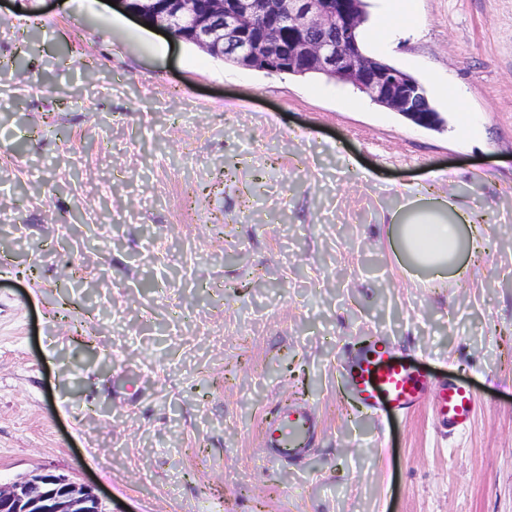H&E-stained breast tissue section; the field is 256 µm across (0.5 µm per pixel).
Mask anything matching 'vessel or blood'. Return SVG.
I'll list each match as a JSON object with an SVG mask.
<instances>
[{
    "instance_id": "1",
    "label": "vessel or blood",
    "mask_w": 512,
    "mask_h": 512,
    "mask_svg": "<svg viewBox=\"0 0 512 512\" xmlns=\"http://www.w3.org/2000/svg\"><path fill=\"white\" fill-rule=\"evenodd\" d=\"M353 399L366 411L392 409L402 413L419 407L428 376L407 356L397 354L386 344L361 348L343 366ZM437 412L448 435L462 433L470 424L476 396L467 384L448 381L441 385ZM318 423L308 409L294 405L284 408L263 431V444L273 457L300 458L311 447Z\"/></svg>"
}]
</instances>
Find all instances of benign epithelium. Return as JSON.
I'll return each instance as SVG.
<instances>
[{"label":"benign epithelium","mask_w":512,"mask_h":512,"mask_svg":"<svg viewBox=\"0 0 512 512\" xmlns=\"http://www.w3.org/2000/svg\"><path fill=\"white\" fill-rule=\"evenodd\" d=\"M363 0H115L116 7L203 52L248 68L317 72L419 125L434 120L424 86L362 55L356 34ZM90 486L64 475L33 474L0 485V512H99Z\"/></svg>","instance_id":"benign-epithelium-1"}]
</instances>
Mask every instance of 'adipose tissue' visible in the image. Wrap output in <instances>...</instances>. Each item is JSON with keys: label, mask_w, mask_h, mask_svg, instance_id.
<instances>
[{"label": "adipose tissue", "mask_w": 512, "mask_h": 512, "mask_svg": "<svg viewBox=\"0 0 512 512\" xmlns=\"http://www.w3.org/2000/svg\"><path fill=\"white\" fill-rule=\"evenodd\" d=\"M415 21L412 0H387L382 17L366 37L387 43ZM398 193L400 204L391 222L398 227L396 256L400 267H416L438 279L449 273L462 278L466 271L462 260L478 251L485 239V226L476 224L454 198L429 196L421 184H404Z\"/></svg>", "instance_id": "ef3b65f1"}]
</instances>
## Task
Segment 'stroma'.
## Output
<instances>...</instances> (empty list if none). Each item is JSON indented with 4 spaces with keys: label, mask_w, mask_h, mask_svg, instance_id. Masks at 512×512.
I'll list each match as a JSON object with an SVG mask.
<instances>
[{
    "label": "stroma",
    "mask_w": 512,
    "mask_h": 512,
    "mask_svg": "<svg viewBox=\"0 0 512 512\" xmlns=\"http://www.w3.org/2000/svg\"><path fill=\"white\" fill-rule=\"evenodd\" d=\"M414 7L374 53L459 88L472 131L439 100L426 128L160 53L106 0H0V484L63 474L108 512H512V0ZM412 182L486 217L460 284L399 268ZM378 339L476 392L465 431L358 408L342 365ZM290 404L321 423L295 462L261 443Z\"/></svg>",
    "instance_id": "1"
}]
</instances>
